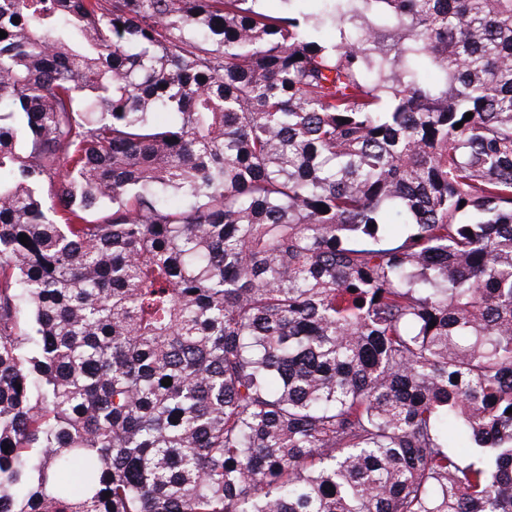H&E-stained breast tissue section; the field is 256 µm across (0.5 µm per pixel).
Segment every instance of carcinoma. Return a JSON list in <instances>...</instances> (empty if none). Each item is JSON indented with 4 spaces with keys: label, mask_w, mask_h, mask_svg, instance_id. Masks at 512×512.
Masks as SVG:
<instances>
[{
    "label": "carcinoma",
    "mask_w": 512,
    "mask_h": 512,
    "mask_svg": "<svg viewBox=\"0 0 512 512\" xmlns=\"http://www.w3.org/2000/svg\"><path fill=\"white\" fill-rule=\"evenodd\" d=\"M268 2L0 0V512H512V0Z\"/></svg>",
    "instance_id": "cac0c4a2"
}]
</instances>
